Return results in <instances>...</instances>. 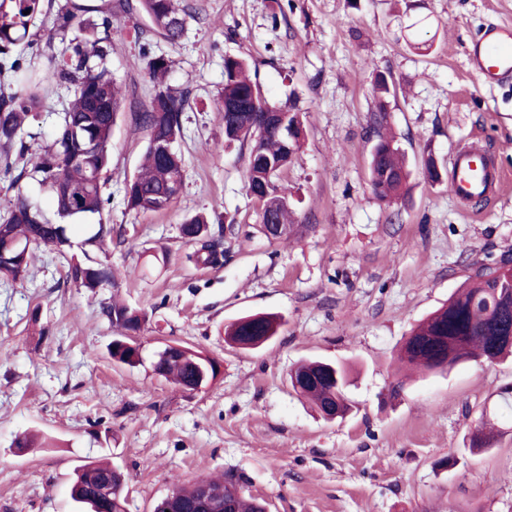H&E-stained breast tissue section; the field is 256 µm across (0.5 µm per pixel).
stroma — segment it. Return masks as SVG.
<instances>
[{
  "label": "stroma",
  "instance_id": "obj_1",
  "mask_svg": "<svg viewBox=\"0 0 512 512\" xmlns=\"http://www.w3.org/2000/svg\"><path fill=\"white\" fill-rule=\"evenodd\" d=\"M182 3L190 18L175 45L138 16L112 26V72L125 85L102 190L112 239L90 255L111 265L115 286L75 287L45 247L23 282H0V512H76L74 471L103 457L127 475L126 512H153L176 487L227 473L268 512H512V417L500 396L512 361L407 381L394 361L473 267L512 260V82L482 84L466 55L485 24L512 23V0ZM155 54L172 59L169 82L189 94L183 184L169 208L138 215L124 190L146 134L131 115L150 100ZM228 56L247 58L269 101H295L304 123L276 180L294 212L278 240L260 230L244 149L224 143L216 107ZM380 73L395 85L387 129L414 170L392 205L369 182ZM473 141L507 181L463 204L422 163L448 167ZM194 213L214 231L233 225L221 265L187 262L180 226ZM115 298L146 315L132 367L108 354L117 331L102 308ZM256 312L283 316L277 337L229 345L226 325ZM170 342L217 359V379L187 391L157 377L153 355ZM309 358L350 367L345 417L323 419L290 387ZM492 416L501 436L471 450ZM33 433L49 446L17 452ZM450 456L456 465L443 466Z\"/></svg>",
  "mask_w": 512,
  "mask_h": 512
}]
</instances>
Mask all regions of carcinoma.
I'll return each mask as SVG.
<instances>
[{
	"instance_id": "obj_1",
	"label": "carcinoma",
	"mask_w": 512,
	"mask_h": 512,
	"mask_svg": "<svg viewBox=\"0 0 512 512\" xmlns=\"http://www.w3.org/2000/svg\"><path fill=\"white\" fill-rule=\"evenodd\" d=\"M52 0H0V57L11 60L0 70V171H18L14 182L29 177L49 192L56 215L61 219L97 218L87 228L86 242L103 246L112 238V227L103 217L102 185L112 167L113 126L124 99L123 85L114 77L109 63L113 19L138 13L150 22L151 31L175 45L187 24L186 12L178 0H64L52 18L53 31L68 41L61 57L52 58L39 75L24 68L13 54L33 44L31 30L45 24ZM90 13L102 16L92 24ZM146 69L153 93L142 111L134 114L135 125L146 132L147 142L137 171V180L125 191V205L137 214L159 211L157 195L171 197L174 177L181 176L184 161L177 150L164 154L154 146L158 138L177 140L183 128L186 94L175 90L166 78L171 60L160 54L148 58ZM73 86V98L60 113L51 141L37 153H30L23 139L24 126L40 106L43 92L53 84ZM393 83L380 75L374 87L378 111L372 114L369 133L376 137L370 153L369 169L377 196L392 203L407 191L412 171L405 153L394 137L381 132ZM274 110L285 120L279 131L261 129L262 113ZM224 120V140L248 145L246 157L247 192L268 197L276 205L275 219L290 223L286 193L276 179L288 166L293 151L286 147L288 131H304L300 114L291 105L269 104L261 85L249 75V64L241 57L224 59V88L217 108ZM183 238L193 247L187 256L194 264H211L213 235L202 215L186 218L181 225ZM0 235L15 240L23 253L0 257V280L17 283L26 278L32 251L51 247L67 261L66 280L78 288L96 291L100 284H112V268L93 265L71 252V239L65 224L52 223L42 211L33 207L19 192L8 200L0 217ZM486 269L470 275L448 302L420 321L405 338L397 360L405 369L444 372L465 362L494 364L512 357L511 341H494L496 336L512 335V273L489 280ZM113 326L122 330L109 345V355L117 364L134 365L137 349L128 346V337L140 331L145 314L114 302L104 309ZM281 316L272 313L249 315L232 322L225 332L240 349H254L267 336H275L282 325ZM202 354L186 347L170 355L161 367V377L182 387L195 385L196 368ZM289 379L296 380V393L312 402L323 417L344 416L348 410L346 388L349 369L314 360L295 367ZM499 429L489 420L482 422L472 437L471 447L481 450L497 440ZM121 489L125 475L112 463L90 461L77 469L71 497L81 512H100L95 495L102 477ZM214 486L227 485L225 500L233 512H265V503L242 493L237 479L227 475L209 481ZM174 503L185 512H196L199 502L197 486L181 487L171 493Z\"/></svg>"
}]
</instances>
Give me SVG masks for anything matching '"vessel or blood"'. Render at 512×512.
<instances>
[{
    "label": "vessel or blood",
    "mask_w": 512,
    "mask_h": 512,
    "mask_svg": "<svg viewBox=\"0 0 512 512\" xmlns=\"http://www.w3.org/2000/svg\"><path fill=\"white\" fill-rule=\"evenodd\" d=\"M472 71L486 84L512 80V25H490L468 46ZM453 195L464 202L486 199L505 182L497 167L491 166L483 147L471 145L458 151L448 172Z\"/></svg>",
    "instance_id": "vessel-or-blood-1"
}]
</instances>
